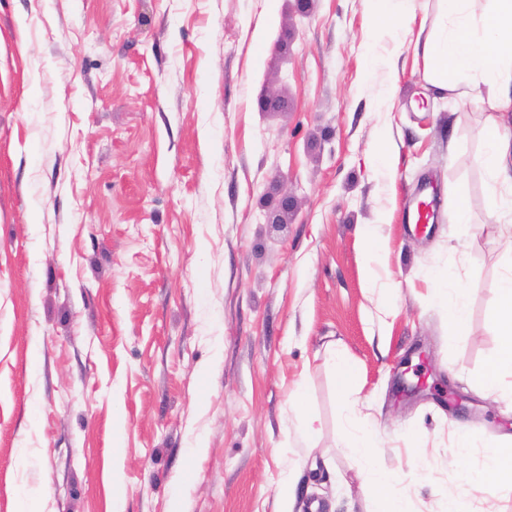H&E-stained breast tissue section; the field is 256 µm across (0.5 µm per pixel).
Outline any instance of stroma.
<instances>
[{
    "label": "stroma",
    "instance_id": "35a3bbf8",
    "mask_svg": "<svg viewBox=\"0 0 512 512\" xmlns=\"http://www.w3.org/2000/svg\"><path fill=\"white\" fill-rule=\"evenodd\" d=\"M390 8L0 0V512H279L290 473L294 512H369L330 344L410 512L449 493L512 512L452 456L459 429L473 467L512 434V394L477 385L507 257L478 163L489 111L429 81L442 0L403 34L375 24ZM427 183L438 219L418 232ZM447 273L465 336L434 298ZM301 381L320 423L302 465ZM448 273V280H439L437 283L438 297L448 303L450 313V328L456 334H464L469 330V316L466 304V288H460L452 282ZM326 354L336 379V391L349 403L350 385L356 377L355 367L340 351H336V347L328 348Z\"/></svg>",
    "mask_w": 512,
    "mask_h": 512
}]
</instances>
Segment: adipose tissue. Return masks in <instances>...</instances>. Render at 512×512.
Returning <instances> with one entry per match:
<instances>
[{"mask_svg": "<svg viewBox=\"0 0 512 512\" xmlns=\"http://www.w3.org/2000/svg\"><path fill=\"white\" fill-rule=\"evenodd\" d=\"M424 54L433 64L434 85L460 89L462 104L495 110L481 163L491 195L512 189V128L506 123L512 114V0H447L445 23L427 40ZM495 320L500 348L478 383L489 391H512V270L499 280ZM346 448L373 489L371 512H408L394 493L393 476L375 464L378 436L367 418L347 417ZM461 477L471 485L492 477L512 489V437L490 445L481 469Z\"/></svg>", "mask_w": 512, "mask_h": 512, "instance_id": "adipose-tissue-1", "label": "adipose tissue"}]
</instances>
